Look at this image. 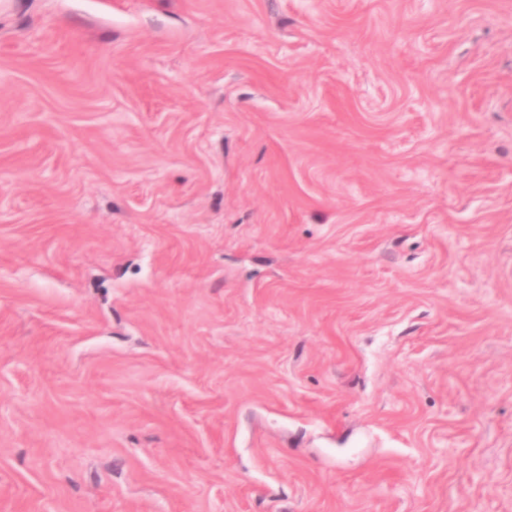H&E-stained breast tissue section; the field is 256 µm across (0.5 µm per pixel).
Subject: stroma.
<instances>
[{
	"mask_svg": "<svg viewBox=\"0 0 512 512\" xmlns=\"http://www.w3.org/2000/svg\"><path fill=\"white\" fill-rule=\"evenodd\" d=\"M0 512H512V0H0Z\"/></svg>",
	"mask_w": 512,
	"mask_h": 512,
	"instance_id": "1",
	"label": "stroma"
}]
</instances>
